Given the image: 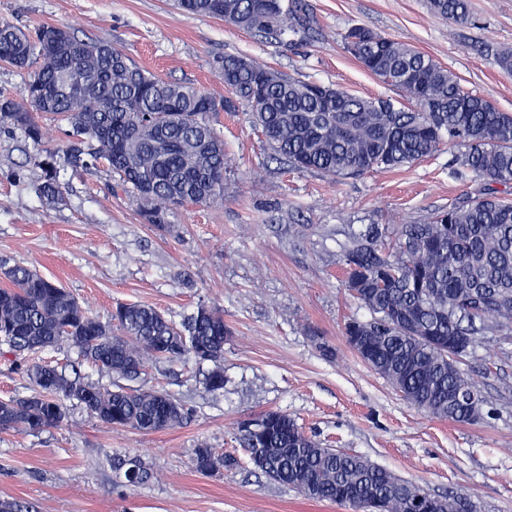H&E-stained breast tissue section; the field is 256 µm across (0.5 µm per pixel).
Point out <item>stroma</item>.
I'll return each instance as SVG.
<instances>
[{
    "label": "stroma",
    "mask_w": 512,
    "mask_h": 512,
    "mask_svg": "<svg viewBox=\"0 0 512 512\" xmlns=\"http://www.w3.org/2000/svg\"><path fill=\"white\" fill-rule=\"evenodd\" d=\"M307 2L313 32L278 40L183 12L172 0H0V21L65 25L109 40L145 70L218 93L224 86L212 62L234 54L364 98L400 101L343 47L345 31L363 25L433 57L466 90L512 112V76L492 53L512 47V0H470L465 24L433 13L427 0ZM215 125L230 159L223 203L186 205L163 228L143 223L125 194H111L103 168L80 175L61 168L62 198L41 197L38 163L62 140L55 121L45 123L41 150L20 134H0V257L56 281L104 322L119 302L153 306L177 324L206 304L223 310L231 330L222 392H207L191 361L147 369L145 387L190 409L182 427L112 428L72 403L58 426L0 432V499L38 512H350L309 500L250 463L238 421L279 411L322 445L432 493L461 495L472 512H512V341L484 340L462 359L489 414L456 423L410 405L344 336L347 321L371 314L343 285V249L368 225L395 229L475 195L478 181L453 162L459 147L441 146L409 167L334 179L272 161L247 105L218 113ZM26 362L74 364L87 381H115L71 349L19 359L3 344L0 400L30 394ZM202 442L237 457V466L198 473L192 459ZM116 453L151 464L154 479L123 485L110 463Z\"/></svg>",
    "instance_id": "1"
}]
</instances>
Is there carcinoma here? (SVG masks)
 <instances>
[{
  "label": "carcinoma",
  "instance_id": "1",
  "mask_svg": "<svg viewBox=\"0 0 512 512\" xmlns=\"http://www.w3.org/2000/svg\"><path fill=\"white\" fill-rule=\"evenodd\" d=\"M178 9L221 18L240 29L278 37L308 33L306 0H175ZM430 8L467 23V0H430ZM56 26L23 30L0 22V61L27 75L17 96H0V131L20 132L35 145L44 138L40 118L65 121L61 152L41 161L42 193L62 195L57 158L73 172L105 162L111 192L132 197L145 224L164 227L173 209L224 201V141L210 118L245 101L273 158L297 170L349 178L413 164L440 145L464 147L456 162L481 181L468 201L439 210L422 224H403L393 235L370 225L344 250L341 265L361 270L355 296L372 314L350 321L345 335L361 336L372 369L412 405L436 417L468 423L470 399L481 390L449 357L487 336L512 335V113L466 91L431 56L365 26L344 35V49L369 73L398 90L406 103L368 100L344 88L307 82L256 63L224 55L214 69L234 98L202 92L211 109L198 110L199 90L153 75L102 39L66 28L70 49L49 50ZM8 270L0 287V342L21 356L67 346L99 370L129 382L110 390L70 377L57 367L27 364L31 394L0 402V431L38 433L62 423L76 401L110 427L143 433L181 426L187 411L174 395L138 385L148 365L185 357L211 365L202 384L224 389V343L230 329L223 312L206 305L180 325L152 306L116 305L103 322L65 288L35 269L0 258ZM252 464L271 480L308 490L307 497L366 512L380 500L387 512H417L426 486L406 481L367 458L324 448L288 415L267 411L237 426ZM195 469L213 474L238 460L203 443ZM112 470L128 486L154 477L140 458L112 457Z\"/></svg>",
  "mask_w": 512,
  "mask_h": 512
}]
</instances>
